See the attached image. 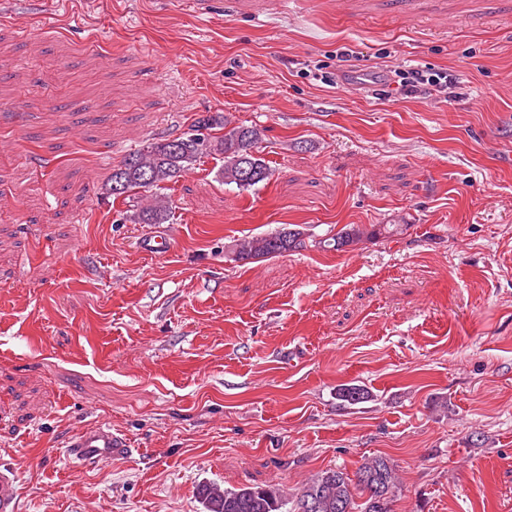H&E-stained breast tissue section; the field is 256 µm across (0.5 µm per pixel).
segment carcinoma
Returning a JSON list of instances; mask_svg holds the SVG:
<instances>
[{
    "mask_svg": "<svg viewBox=\"0 0 512 512\" xmlns=\"http://www.w3.org/2000/svg\"><path fill=\"white\" fill-rule=\"evenodd\" d=\"M223 130L220 136L210 131ZM206 131L207 144L199 150L186 143L174 152L163 140L149 143L145 148L126 156L120 164L112 167L105 185L106 193L115 198L131 201L138 190L154 192L151 203L134 209L132 220L136 224H166L170 221L171 207L164 194L167 184L177 181L190 166L204 157L224 156V166L219 177L226 185L249 189L270 181L273 171L257 150L262 140V129L256 126H229L226 117L217 113L198 118L193 131ZM399 230L397 224H346L336 234L322 239L318 245L342 251L362 240H374L393 235ZM307 230L296 224L274 233L239 240L229 246L231 260L246 264L264 260L306 247ZM339 397L350 405L368 398V392L357 386L340 389ZM365 495L363 503L355 501L354 489ZM397 476L394 464L383 456L367 459L355 471L354 476L340 468L328 469L305 484L292 501L280 489L271 486L222 489L217 485H202L198 495L207 512H301L305 501L314 506L312 512H343L341 506L348 505L350 512H391Z\"/></svg>",
    "mask_w": 512,
    "mask_h": 512,
    "instance_id": "1",
    "label": "carcinoma"
}]
</instances>
